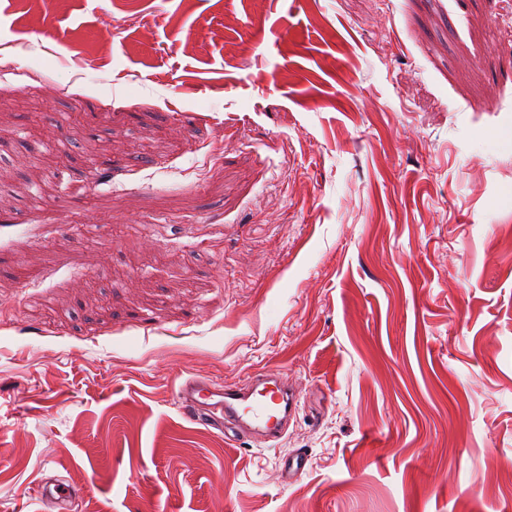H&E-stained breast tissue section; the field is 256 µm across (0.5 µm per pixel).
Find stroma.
<instances>
[{
    "mask_svg": "<svg viewBox=\"0 0 512 512\" xmlns=\"http://www.w3.org/2000/svg\"><path fill=\"white\" fill-rule=\"evenodd\" d=\"M261 369L278 440L180 414ZM54 479L512 512V0H0V512Z\"/></svg>",
    "mask_w": 512,
    "mask_h": 512,
    "instance_id": "35a3bbf8",
    "label": "stroma"
}]
</instances>
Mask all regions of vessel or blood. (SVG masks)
Segmentation results:
<instances>
[{
	"instance_id": "b4317fda",
	"label": "vessel or blood",
	"mask_w": 512,
	"mask_h": 512,
	"mask_svg": "<svg viewBox=\"0 0 512 512\" xmlns=\"http://www.w3.org/2000/svg\"><path fill=\"white\" fill-rule=\"evenodd\" d=\"M177 400L189 421L218 430L232 442L243 438L258 443L277 440L299 406L296 390L265 370L258 371L248 384L183 378Z\"/></svg>"
}]
</instances>
